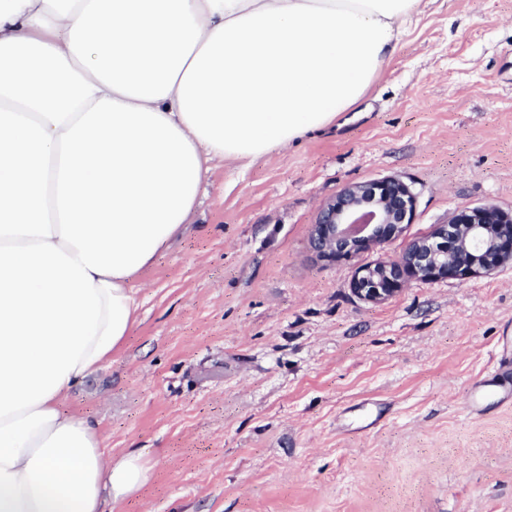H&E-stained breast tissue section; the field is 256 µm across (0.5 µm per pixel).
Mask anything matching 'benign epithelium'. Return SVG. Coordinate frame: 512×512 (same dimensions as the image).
Instances as JSON below:
<instances>
[{"instance_id": "benign-epithelium-1", "label": "benign epithelium", "mask_w": 512, "mask_h": 512, "mask_svg": "<svg viewBox=\"0 0 512 512\" xmlns=\"http://www.w3.org/2000/svg\"><path fill=\"white\" fill-rule=\"evenodd\" d=\"M415 193L396 177H383L345 187L319 210L310 243L327 261L350 260L386 243L413 223ZM512 260V213L494 205L457 211L428 237L408 244L395 261L360 266L354 293L381 301L409 280H465L488 274Z\"/></svg>"}]
</instances>
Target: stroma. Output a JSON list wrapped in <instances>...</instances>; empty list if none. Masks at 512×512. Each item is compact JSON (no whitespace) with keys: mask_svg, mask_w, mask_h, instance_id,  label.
Segmentation results:
<instances>
[{"mask_svg":"<svg viewBox=\"0 0 512 512\" xmlns=\"http://www.w3.org/2000/svg\"><path fill=\"white\" fill-rule=\"evenodd\" d=\"M406 28L332 126L215 163L192 224L135 278L130 335L68 398L107 453L150 469L118 512H512V405L465 408L508 353L512 262L382 302L352 291L357 265L457 210H512V0H422ZM385 176L415 192L413 223L320 258V206Z\"/></svg>","mask_w":512,"mask_h":512,"instance_id":"obj_1","label":"stroma"}]
</instances>
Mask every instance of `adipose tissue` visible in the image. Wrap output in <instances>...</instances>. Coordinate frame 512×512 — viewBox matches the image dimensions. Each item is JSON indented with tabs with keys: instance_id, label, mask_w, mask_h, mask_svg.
<instances>
[{
	"instance_id": "adipose-tissue-1",
	"label": "adipose tissue",
	"mask_w": 512,
	"mask_h": 512,
	"mask_svg": "<svg viewBox=\"0 0 512 512\" xmlns=\"http://www.w3.org/2000/svg\"><path fill=\"white\" fill-rule=\"evenodd\" d=\"M421 0H0V512H113L149 469L69 410L213 162L365 94Z\"/></svg>"
}]
</instances>
